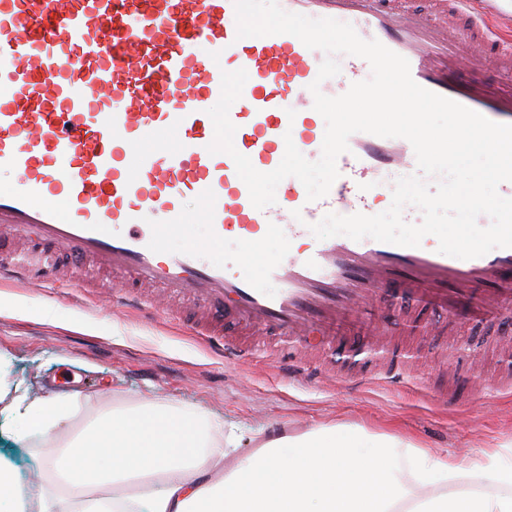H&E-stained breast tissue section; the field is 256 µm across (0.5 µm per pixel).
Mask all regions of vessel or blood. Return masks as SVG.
<instances>
[{
    "mask_svg": "<svg viewBox=\"0 0 512 512\" xmlns=\"http://www.w3.org/2000/svg\"><path fill=\"white\" fill-rule=\"evenodd\" d=\"M289 12L345 20L365 40L406 58L413 80L488 120L512 124V89L483 84L468 60L433 68L435 32L449 44L491 55L512 72V33L496 28L497 0H444L437 16L400 13L395 0H279ZM248 80L229 111L234 146L261 172L274 170L293 141L305 158L322 147L311 110L316 53L295 36L237 38L233 0H0V169L15 182L0 190V230L39 247V261H18L16 278L42 285L66 253L75 277L105 272L118 298L145 307L143 288L190 303L196 335L247 364L292 341L328 349L356 309L399 302L406 315L423 304L452 313L459 297L481 294L489 315L512 309V248L459 264L437 240L403 247L371 238L308 237L324 211L373 214L386 173L412 167L402 138L353 134L337 159L328 194L308 201L287 178L283 198L265 210L251 203L233 159L207 150L214 138L210 102L222 71ZM182 134L176 150L143 153L146 134ZM194 196L209 226L207 248H167L180 230L183 200ZM276 226L282 263L255 281L248 261L207 256L225 237L253 242Z\"/></svg>",
    "mask_w": 512,
    "mask_h": 512,
    "instance_id": "obj_1",
    "label": "vessel or blood"
}]
</instances>
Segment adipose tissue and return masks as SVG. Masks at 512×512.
Here are the masks:
<instances>
[{
	"label": "adipose tissue",
	"instance_id": "adipose-tissue-1",
	"mask_svg": "<svg viewBox=\"0 0 512 512\" xmlns=\"http://www.w3.org/2000/svg\"><path fill=\"white\" fill-rule=\"evenodd\" d=\"M78 403L31 395L0 374V419L17 440L52 441ZM239 448L223 422L193 410L115 408L54 444L38 488L0 463V512H512V449L433 458L408 439L346 425Z\"/></svg>",
	"mask_w": 512,
	"mask_h": 512
}]
</instances>
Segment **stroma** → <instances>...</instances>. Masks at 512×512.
I'll return each mask as SVG.
<instances>
[{
	"instance_id": "obj_1",
	"label": "stroma",
	"mask_w": 512,
	"mask_h": 512,
	"mask_svg": "<svg viewBox=\"0 0 512 512\" xmlns=\"http://www.w3.org/2000/svg\"><path fill=\"white\" fill-rule=\"evenodd\" d=\"M389 314L383 351L370 350L374 325L348 331L327 353L334 371L300 382L274 361L225 362L171 314L125 312L96 286L14 280L0 283V353L32 394L78 393L63 440L102 412L152 399L222 420L241 435L244 453L257 435L336 424L405 437L439 456L511 444L512 393L496 381L512 356V329L490 315L448 319L421 308L416 315L430 328L414 337L400 326L399 308ZM382 361L409 369L400 392L374 376Z\"/></svg>"
}]
</instances>
